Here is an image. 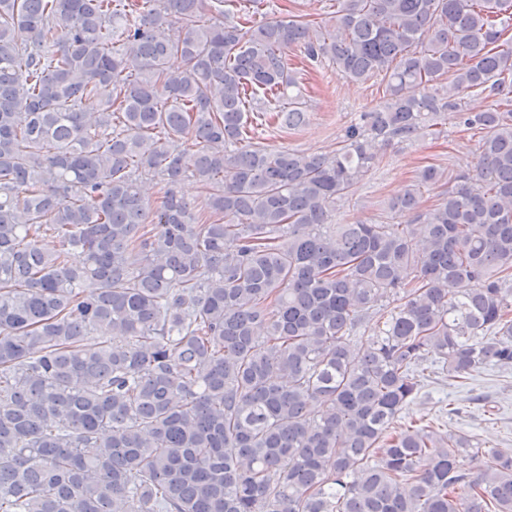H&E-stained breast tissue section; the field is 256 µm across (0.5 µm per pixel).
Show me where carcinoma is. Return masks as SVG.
Returning a JSON list of instances; mask_svg holds the SVG:
<instances>
[{
  "label": "carcinoma",
  "instance_id": "obj_1",
  "mask_svg": "<svg viewBox=\"0 0 512 512\" xmlns=\"http://www.w3.org/2000/svg\"><path fill=\"white\" fill-rule=\"evenodd\" d=\"M334 2L0 0V512H512L511 454L398 424L428 358L512 363V0ZM291 49L384 84L330 153L250 129L304 121ZM449 120L415 223L332 222ZM439 140L419 138L410 142L380 146L377 167L359 181L348 201L336 206V224H354L384 214L390 224H411L413 214H395L387 210L391 198L399 195L411 183L414 170L442 158L453 179L472 170L478 153V138L460 131L453 122L445 126ZM448 131V132H447Z\"/></svg>",
  "mask_w": 512,
  "mask_h": 512
}]
</instances>
